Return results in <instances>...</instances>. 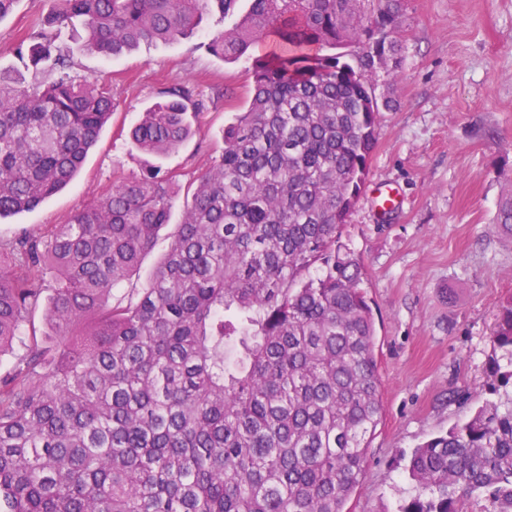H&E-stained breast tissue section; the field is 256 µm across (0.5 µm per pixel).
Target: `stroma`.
Here are the masks:
<instances>
[{"label":"stroma","instance_id":"obj_1","mask_svg":"<svg viewBox=\"0 0 512 512\" xmlns=\"http://www.w3.org/2000/svg\"><path fill=\"white\" fill-rule=\"evenodd\" d=\"M52 7L19 0L0 20V73L42 81L14 48ZM247 8L237 0L192 38L115 59L57 31L71 75L99 78L115 110L77 179L33 211L1 220L0 243L64 223L149 165L184 186L218 161L225 123L252 96V59L226 63L206 44ZM400 44V68L388 64L375 76L384 108L368 180L398 186L405 204L383 217L363 193L342 235L364 266L384 408L345 512H397L410 496L412 450L465 420L491 388L512 394L498 387L492 365L499 309L512 298V237L494 227L499 200L512 193V0H404ZM178 85L194 90L204 109L192 137L155 161L132 147L128 131L161 88Z\"/></svg>","mask_w":512,"mask_h":512}]
</instances>
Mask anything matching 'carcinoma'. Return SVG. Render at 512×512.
Returning a JSON list of instances; mask_svg holds the SVG:
<instances>
[{"mask_svg":"<svg viewBox=\"0 0 512 512\" xmlns=\"http://www.w3.org/2000/svg\"><path fill=\"white\" fill-rule=\"evenodd\" d=\"M84 50L117 56L195 35L237 0H53ZM402 0H249L208 42L257 52L246 111L197 178L148 281L112 301L170 223L176 175L152 166L40 235L0 244V512H344L383 415L376 327L341 230L377 144L374 76L400 65ZM18 58L56 77L0 74V220L65 188L112 116V96L68 72L42 29ZM129 132L156 157L202 104L158 92ZM496 228L512 236V194ZM495 342L512 384V298ZM397 512H512V398L415 448Z\"/></svg>","mask_w":512,"mask_h":512,"instance_id":"1","label":"carcinoma"}]
</instances>
